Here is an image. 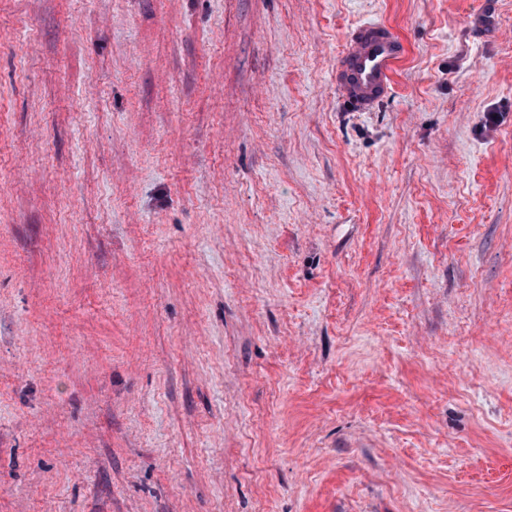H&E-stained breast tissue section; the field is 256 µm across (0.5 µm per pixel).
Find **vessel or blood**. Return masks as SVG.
I'll return each mask as SVG.
<instances>
[{
    "label": "vessel or blood",
    "instance_id": "obj_1",
    "mask_svg": "<svg viewBox=\"0 0 512 512\" xmlns=\"http://www.w3.org/2000/svg\"><path fill=\"white\" fill-rule=\"evenodd\" d=\"M406 52L404 40L391 26H358L349 36L336 68V88L343 101L366 106L385 98Z\"/></svg>",
    "mask_w": 512,
    "mask_h": 512
}]
</instances>
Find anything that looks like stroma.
Here are the masks:
<instances>
[{"label":"stroma","instance_id":"35a3bbf8","mask_svg":"<svg viewBox=\"0 0 512 512\" xmlns=\"http://www.w3.org/2000/svg\"><path fill=\"white\" fill-rule=\"evenodd\" d=\"M0 512H512V0H0ZM406 52L404 40L391 26H358L347 39L336 67V88L342 100L366 106L385 98Z\"/></svg>","mask_w":512,"mask_h":512}]
</instances>
